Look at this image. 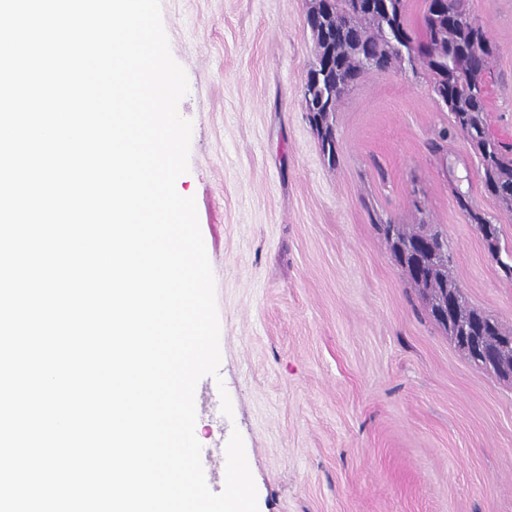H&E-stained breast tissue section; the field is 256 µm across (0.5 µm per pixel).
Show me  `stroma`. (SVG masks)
Returning a JSON list of instances; mask_svg holds the SVG:
<instances>
[{
	"instance_id": "stroma-1",
	"label": "stroma",
	"mask_w": 512,
	"mask_h": 512,
	"mask_svg": "<svg viewBox=\"0 0 512 512\" xmlns=\"http://www.w3.org/2000/svg\"><path fill=\"white\" fill-rule=\"evenodd\" d=\"M307 7L161 0L193 126L176 188L196 200L220 323L219 375L195 390L207 484L223 490L236 430L259 512H512V382L455 346L376 226H438L470 304L512 333V212L420 66L363 75L324 154L303 107ZM468 8L496 46L484 124L512 144V0ZM459 192L498 226L500 257Z\"/></svg>"
}]
</instances>
